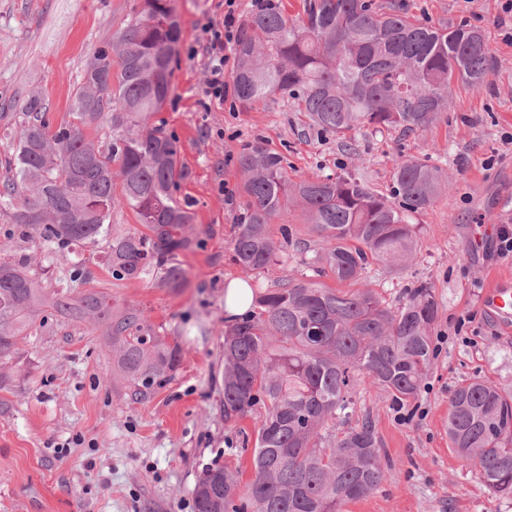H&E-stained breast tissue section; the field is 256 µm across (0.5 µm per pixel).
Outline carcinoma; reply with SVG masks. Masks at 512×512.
<instances>
[{
	"label": "carcinoma",
	"instance_id": "carcinoma-1",
	"mask_svg": "<svg viewBox=\"0 0 512 512\" xmlns=\"http://www.w3.org/2000/svg\"><path fill=\"white\" fill-rule=\"evenodd\" d=\"M171 0H142L80 76L73 121L49 128L43 99L29 96L0 183V211L25 237L60 250L103 241L116 280L156 272L169 288L184 270L175 252L188 248L191 217L173 197L186 173L174 138L153 125L168 96L180 39ZM232 80L250 109L280 93L297 100L307 127L355 151L351 132L365 127L423 131L439 120L456 82L480 88L492 64L483 33L466 21L437 27L373 0H303L302 14L277 7L255 12L235 46ZM118 71L112 72V58ZM106 121L112 139L89 138ZM247 197L235 225L233 260L261 273L281 263L290 243L274 220L298 206L325 243L311 258L315 280L287 275L279 288L254 295L249 312L224 327V414L257 412L253 476L245 486L226 468L203 467L193 494L196 512H345L385 478L371 421L336 432L356 405L363 378L395 401L415 397L435 357L438 304L425 282L397 308L372 288H359L370 261L401 265L416 255L413 214L430 207L442 186L429 157L396 162L391 194L346 176L294 180L287 161L261 143L238 157ZM132 209L150 234L110 233L112 209ZM0 366L27 338L39 312L89 324L104 322L112 367L136 394L165 378L179 349L158 336L142 313L112 307L107 293H46L32 256L0 247ZM330 278V287L320 278ZM448 440L474 460L490 490L512 497V393L476 377L457 388L448 407Z\"/></svg>",
	"mask_w": 512,
	"mask_h": 512
}]
</instances>
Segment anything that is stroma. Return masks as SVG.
<instances>
[{"label": "stroma", "mask_w": 512, "mask_h": 512, "mask_svg": "<svg viewBox=\"0 0 512 512\" xmlns=\"http://www.w3.org/2000/svg\"><path fill=\"white\" fill-rule=\"evenodd\" d=\"M435 24L467 21L487 39L494 67L484 85L455 83L432 127L409 135L362 129L356 153L335 137L308 130L289 97L278 94L251 110L204 101L207 58L201 27L222 24L224 0H174L181 24L171 91L155 125L174 137L188 176L174 192L191 215V248L177 252L186 273L169 288L157 275L118 281L104 265V243L51 256L21 241L0 215V244L24 251L47 268L49 290L73 296L104 291L113 306L140 310L155 332L180 350V362L146 395L112 371L105 324L36 316L0 380V512H195L193 490L205 465L252 476L256 425L224 416V283L238 278L275 288L284 269L308 278L322 242L300 212L284 211L292 232L285 267L245 272L232 259L231 239L245 207L238 157L260 142L283 154L296 180L349 173L390 193L397 159L430 156L444 187L415 214V259L370 264L365 282L390 306L429 283L439 307L436 355L420 395L399 404L364 383L353 421L370 419L388 463L386 477L347 512H512V498L492 495L478 466L448 441L454 390L483 377L512 392V328L483 306L512 258L496 252L501 225H512V15L502 0H374ZM140 0H0V182L26 98L40 94L51 127L71 121L81 72L95 49L122 29ZM233 197H226V190Z\"/></svg>", "instance_id": "35a3bbf8"}]
</instances>
